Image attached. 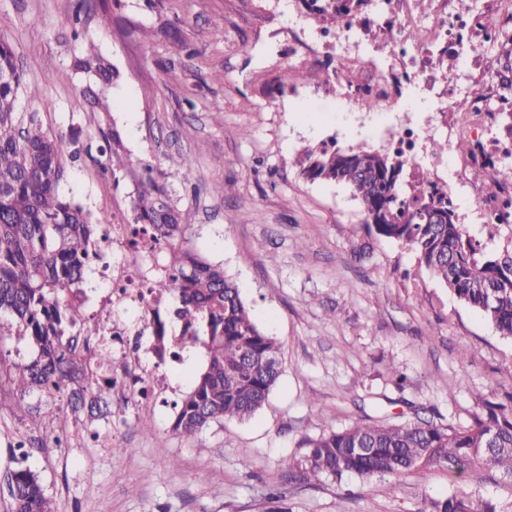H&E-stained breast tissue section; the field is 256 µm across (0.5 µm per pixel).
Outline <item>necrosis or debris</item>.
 Instances as JSON below:
<instances>
[{
	"label": "necrosis or debris",
	"instance_id": "necrosis-or-debris-1",
	"mask_svg": "<svg viewBox=\"0 0 512 512\" xmlns=\"http://www.w3.org/2000/svg\"><path fill=\"white\" fill-rule=\"evenodd\" d=\"M436 15L441 24L429 26L415 16L411 0H385L382 13H358L348 16L339 31L325 38L339 55L360 66L357 79L338 74L349 98L391 99L392 85H409L430 92L437 108H446L453 98L466 95L473 100L472 112L448 132V147L457 161L459 174L475 171L489 164L506 170V187L497 196H475L478 217L485 224L512 222V130L499 128L496 114L500 99L492 80L477 83L460 74L444 79L443 89L433 80V50L441 47L449 53L466 55L478 61L484 49L496 36L486 30L478 15L464 7L462 0H436ZM389 24L400 32L391 49L390 73H383L375 63V53L363 49L359 33ZM161 248L146 235L134 234L132 225L108 224L104 227L103 247L99 259L89 265L91 274L103 284L92 302L101 307L129 311L126 319H101L81 329L78 336L88 350L108 345L112 362L106 367H93L92 378L112 379L116 406L129 398L145 402L158 400L166 390L165 378L158 369L144 368L140 360L153 352L160 336H174L191 341L193 335L175 326L166 316L165 297L154 292L151 280L162 268Z\"/></svg>",
	"mask_w": 512,
	"mask_h": 512
}]
</instances>
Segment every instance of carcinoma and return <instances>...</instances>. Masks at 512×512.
<instances>
[{
    "label": "carcinoma",
    "instance_id": "obj_1",
    "mask_svg": "<svg viewBox=\"0 0 512 512\" xmlns=\"http://www.w3.org/2000/svg\"><path fill=\"white\" fill-rule=\"evenodd\" d=\"M371 0H301L322 30L343 22ZM498 32L503 60L512 58V23L484 18ZM347 58H331L332 69H313L275 78V90L314 81L336 88L331 71L346 69ZM102 88L116 85L119 70L98 56L76 62ZM23 75L0 84V342L18 333L38 347L27 364H9L0 356V384L16 393L13 415L35 432L53 412L44 403L66 397L74 416L85 406H99L112 396V380L85 379L76 344L61 337L60 327L84 321L80 307L64 303L58 290L79 282L84 264L96 255L97 225L80 204L61 197L64 157L81 153L79 138L53 136L41 122L15 110ZM106 168L121 172L138 188L137 224L169 247L165 269L154 282L160 295H175L179 307L170 317L195 326L191 347L206 348L205 367L184 396L173 430L193 437L212 423L245 420L263 407L281 372L277 342L252 320L236 282L224 267L183 246L190 224L181 223L164 187L149 164L131 158L109 113H104ZM409 161L396 152L307 147L300 175L311 182L347 186L359 200L365 224L381 237L415 252L420 267L436 277L463 304L479 312L505 339L512 340V247L489 253L486 244L466 234L448 187L422 171L406 179ZM478 174L490 194L501 187L502 169L491 165ZM186 347L170 337L159 340L158 355L176 359ZM477 410L465 425H437L430 420L390 421L367 418L342 430L330 429L305 442L293 460L304 479L319 482L344 476L383 478L428 474L446 468L459 475L484 471L512 485V393L501 401L475 397ZM10 512H57L39 478L18 468L8 483ZM419 512H505L500 503L460 487L441 499H429Z\"/></svg>",
    "mask_w": 512,
    "mask_h": 512
}]
</instances>
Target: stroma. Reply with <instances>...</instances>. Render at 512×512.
I'll return each instance as SVG.
<instances>
[{
	"label": "stroma",
	"mask_w": 512,
	"mask_h": 512,
	"mask_svg": "<svg viewBox=\"0 0 512 512\" xmlns=\"http://www.w3.org/2000/svg\"><path fill=\"white\" fill-rule=\"evenodd\" d=\"M319 32L300 0H95L80 14L74 0H0V35L24 75L19 111L37 113L51 133L77 134L84 148L65 160L60 194L94 222L134 221L136 188L104 171L106 126L75 68L93 51L121 74L106 99L132 157L152 165L192 227L190 247L223 265L282 359L249 420L178 435L173 404L195 371L173 361L169 405L133 399L110 421L86 414L78 424L61 405L24 459L12 447L16 395L0 388V512L7 476L22 466L58 512H420L424 499L460 486L445 469L311 485L287 467L307 439L362 416L463 424L475 394L512 392V341L420 269L414 252L368 231L349 188L301 177L305 146L335 137L344 149L380 150L409 120L424 137L417 163L438 168L465 231L485 235L453 156L433 148L458 122L455 109L373 112L313 85L269 95L273 78L309 67ZM170 67L178 81L167 80ZM225 182L232 193L214 195Z\"/></svg>",
	"instance_id": "obj_1"
}]
</instances>
